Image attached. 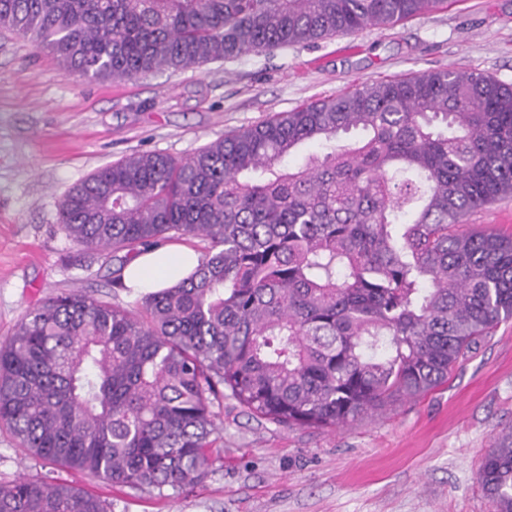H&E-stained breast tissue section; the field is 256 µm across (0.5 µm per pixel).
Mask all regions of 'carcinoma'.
I'll list each match as a JSON object with an SVG mask.
<instances>
[{"mask_svg": "<svg viewBox=\"0 0 512 512\" xmlns=\"http://www.w3.org/2000/svg\"><path fill=\"white\" fill-rule=\"evenodd\" d=\"M442 0H0L65 73L130 81L393 25ZM360 137L343 144L350 131ZM306 143L320 151L298 167ZM512 194V85L478 70L367 80L218 138L135 152L59 213L86 251L183 237L198 265L126 307L71 290L0 341V423L33 456L131 489L209 473L224 401L278 427L336 429L413 400L512 318V237L468 232ZM512 512V431L480 467ZM0 512H107L49 479Z\"/></svg>", "mask_w": 512, "mask_h": 512, "instance_id": "obj_1", "label": "carcinoma"}]
</instances>
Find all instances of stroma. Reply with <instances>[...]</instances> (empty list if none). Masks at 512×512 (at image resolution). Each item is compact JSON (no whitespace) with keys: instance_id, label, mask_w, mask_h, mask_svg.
I'll list each match as a JSON object with an SVG mask.
<instances>
[{"instance_id":"obj_1","label":"stroma","mask_w":512,"mask_h":512,"mask_svg":"<svg viewBox=\"0 0 512 512\" xmlns=\"http://www.w3.org/2000/svg\"><path fill=\"white\" fill-rule=\"evenodd\" d=\"M477 69L512 85V0H446L395 26L132 81H78L30 37L0 33V340L80 290L128 305L125 260L58 220L68 190L132 152L185 158L224 133L366 79ZM212 466L186 490H134L31 457L0 425V483L80 485L108 512H492L483 457L512 429V319L415 402L336 431L282 429L225 402Z\"/></svg>"}]
</instances>
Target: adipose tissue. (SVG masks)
Instances as JSON below:
<instances>
[{"instance_id": "ef3b65f1", "label": "adipose tissue", "mask_w": 512, "mask_h": 512, "mask_svg": "<svg viewBox=\"0 0 512 512\" xmlns=\"http://www.w3.org/2000/svg\"><path fill=\"white\" fill-rule=\"evenodd\" d=\"M198 264L197 253L182 245H163L138 254L124 267L122 282L142 292L176 284Z\"/></svg>"}]
</instances>
